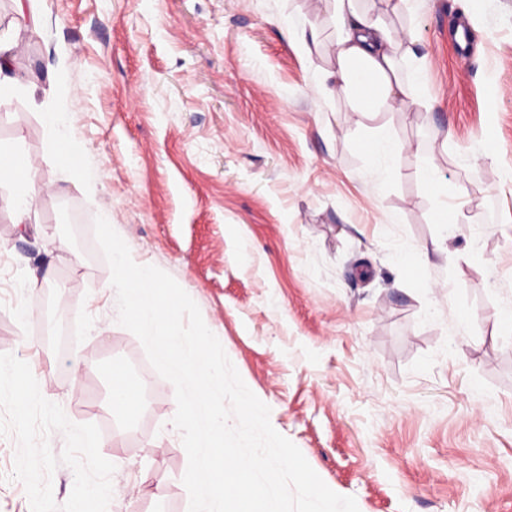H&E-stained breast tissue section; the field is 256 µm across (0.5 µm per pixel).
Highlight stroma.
Returning a JSON list of instances; mask_svg holds the SVG:
<instances>
[{
    "instance_id": "obj_1",
    "label": "stroma",
    "mask_w": 512,
    "mask_h": 512,
    "mask_svg": "<svg viewBox=\"0 0 512 512\" xmlns=\"http://www.w3.org/2000/svg\"><path fill=\"white\" fill-rule=\"evenodd\" d=\"M0 0L36 102H0V142L37 169L31 222L0 183V353L101 431L108 512H188L172 385L117 322L94 219L171 275L270 421L359 512H512V0H406L421 68L403 112L359 122L329 96L334 0ZM315 29L305 55L299 33ZM70 115L78 186L42 112ZM404 143L374 173L367 143ZM423 143V152L413 149ZM436 167L445 194L426 174ZM456 220L436 251L443 218ZM52 278L31 287L32 278ZM26 305L29 317L17 312ZM143 383L112 413V376ZM0 437V512H31ZM18 15L23 20L25 28L31 32H38L42 23L40 2L42 0H15Z\"/></svg>"
}]
</instances>
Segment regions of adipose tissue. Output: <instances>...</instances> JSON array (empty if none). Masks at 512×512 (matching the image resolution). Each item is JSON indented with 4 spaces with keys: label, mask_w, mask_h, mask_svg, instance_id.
<instances>
[{
    "label": "adipose tissue",
    "mask_w": 512,
    "mask_h": 512,
    "mask_svg": "<svg viewBox=\"0 0 512 512\" xmlns=\"http://www.w3.org/2000/svg\"><path fill=\"white\" fill-rule=\"evenodd\" d=\"M336 2V66L324 75L327 92L361 98V119L374 120L379 113L404 110L414 101L420 72L411 52L412 31H390L382 17L357 11L354 0ZM47 144L58 167L68 171L78 184H88L91 174L68 151L70 120L65 112L42 115ZM13 187L7 199L13 221L26 223L32 202L33 165L9 147L0 144V179Z\"/></svg>",
    "instance_id": "ef3b65f1"
}]
</instances>
